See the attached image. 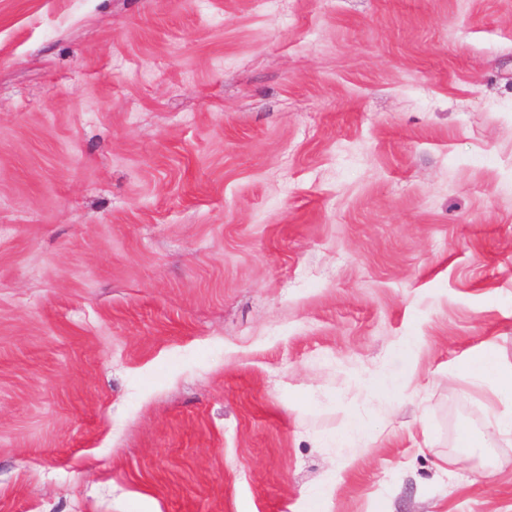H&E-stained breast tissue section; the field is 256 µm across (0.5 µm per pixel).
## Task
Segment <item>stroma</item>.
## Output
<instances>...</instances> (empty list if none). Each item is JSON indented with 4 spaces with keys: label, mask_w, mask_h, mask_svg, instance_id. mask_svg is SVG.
<instances>
[{
    "label": "stroma",
    "mask_w": 512,
    "mask_h": 512,
    "mask_svg": "<svg viewBox=\"0 0 512 512\" xmlns=\"http://www.w3.org/2000/svg\"><path fill=\"white\" fill-rule=\"evenodd\" d=\"M481 347L512 0H0V512H512Z\"/></svg>",
    "instance_id": "1"
}]
</instances>
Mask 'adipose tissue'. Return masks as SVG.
Masks as SVG:
<instances>
[{
	"instance_id": "1",
	"label": "adipose tissue",
	"mask_w": 512,
	"mask_h": 512,
	"mask_svg": "<svg viewBox=\"0 0 512 512\" xmlns=\"http://www.w3.org/2000/svg\"><path fill=\"white\" fill-rule=\"evenodd\" d=\"M470 375L483 383L492 386L499 398L501 409L495 421L477 438L481 448L491 447L492 443L503 433L512 432V368L504 367L491 348L478 350L468 364Z\"/></svg>"
}]
</instances>
